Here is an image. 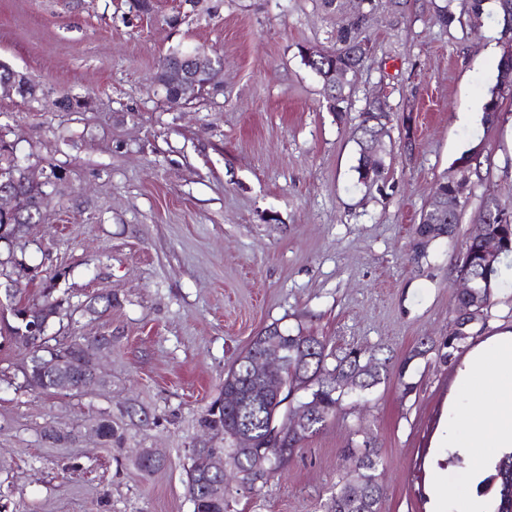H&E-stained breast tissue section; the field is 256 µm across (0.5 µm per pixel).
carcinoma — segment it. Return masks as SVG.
Masks as SVG:
<instances>
[{
	"mask_svg": "<svg viewBox=\"0 0 512 512\" xmlns=\"http://www.w3.org/2000/svg\"><path fill=\"white\" fill-rule=\"evenodd\" d=\"M502 23L501 35L512 34V0H493ZM414 0H385L384 6L395 26L404 24ZM323 8L336 15V29L331 31V46L322 50L319 58L312 60L302 56L304 64L322 81L325 97L332 111L340 116L344 112L343 104L347 101L345 89L347 84L333 85L326 80L332 69L343 70L349 75L355 74L364 64L370 47L367 31L376 0H362L359 11L352 14L343 13L342 0H322ZM192 51L174 49L159 60L156 81L163 84L166 98L176 97L179 92L164 84L165 69L170 66L191 67L189 56ZM11 81L16 84V93L23 98H35L36 84L30 79L19 75L4 65H0V82ZM512 95V58L501 57L498 64L496 83L488 91L483 105V124L490 127L497 124L501 117L502 99ZM360 132L357 138L359 147L358 178L363 183H374L383 178L385 164L382 157L368 156L369 144L363 125H358ZM11 186L19 201L13 213H0V241L15 246L24 238L26 229L37 224L42 218L39 208L40 200L45 196L42 188L33 187L24 179L20 168L13 164L12 151L0 142V185ZM466 201L457 199L453 181L444 180L438 183L435 192L421 212L419 224L414 231V253L418 257L426 255L432 238L427 235L429 224H450L457 226ZM478 220L485 224L490 234H500L505 238L512 236V209L508 210L495 200H488L478 214ZM483 244L478 234L471 235L464 243L463 255L467 259L469 273L482 282L489 281L490 287L497 285L499 266L486 269L482 256ZM30 268L23 260L17 258L15 251H10L8 258L0 259V276L28 274ZM66 276V272L57 271L52 276L40 280L39 302L48 303L64 311L66 300L56 295V282ZM25 289L16 288L12 294L0 301V307L9 308L16 325L9 327L13 338L23 344L28 340L39 342L40 353H35L24 368L23 382L25 388H36L47 392L56 391V382L44 381L42 366L38 363L41 354L47 353L66 361L73 370H85L89 357L106 341L112 345V338L101 339L93 336H75L64 343L53 347L47 346L49 338L47 329L42 328L38 335L29 337L28 323L22 320L30 302L18 299ZM277 338L284 344L288 352V366L294 368L295 376L302 382L310 383L308 393L322 405V413L309 419L307 428L303 429L297 443H302L309 435L320 430L327 419L336 412L344 398L350 394L366 396L372 388L387 379L386 363L373 356H365L361 351L352 350L339 357L328 350V342L322 336L306 333L302 328L294 331H280L277 325H271L258 334L245 352L240 354L224 374L221 397L216 400L201 418V426L216 434L243 432L250 437L260 439L269 433L271 418H280L288 409L284 401L293 398L296 403L302 402V395L286 393L282 398L271 395L269 399L257 406L236 409L231 402H240L258 386L262 379L250 372L249 360L266 339ZM429 351L427 342L420 341L407 354L398 379L403 390L411 391L412 384L405 381L410 363ZM205 452L219 458L229 457L241 474V485L230 488L224 485V477L208 476L191 465L186 470L185 491L193 504V512H230V500L235 494H253L261 492L269 478L256 468L259 459L256 448H237L230 443L224 448H206L196 446L191 450L190 460ZM354 464L336 484V491L323 503V512H380V504L385 495V487L379 482L378 468L381 465V451L372 442L350 449ZM495 474L490 479L498 480V499L491 505L490 512H512V452L503 454L494 463Z\"/></svg>",
	"mask_w": 512,
	"mask_h": 512,
	"instance_id": "1",
	"label": "carcinoma"
}]
</instances>
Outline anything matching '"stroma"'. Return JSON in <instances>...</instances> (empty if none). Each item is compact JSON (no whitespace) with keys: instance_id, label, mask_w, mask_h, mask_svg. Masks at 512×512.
Here are the masks:
<instances>
[{"instance_id":"35a3bbf8","label":"stroma","mask_w":512,"mask_h":512,"mask_svg":"<svg viewBox=\"0 0 512 512\" xmlns=\"http://www.w3.org/2000/svg\"><path fill=\"white\" fill-rule=\"evenodd\" d=\"M0 0V64L39 81L37 100L0 95V133L47 186L44 219L23 257L67 275L59 292L112 296L94 316L61 317L52 335H111L105 384L73 393L23 389L31 347L0 338V512H193L184 468L205 434L199 419L224 373L275 324L327 337L336 355L359 348L388 359L367 401L345 400L257 496L231 512H321L348 470V450L376 440L386 494L380 512L489 507L493 456L477 464L448 433H465L459 373L475 349L512 332V256L504 257L478 335L447 354L458 267L487 199L512 207V96L495 127L482 105L503 54L493 7L479 25L469 0H419L406 29L384 8L371 51L336 118L301 58L328 44L320 0ZM450 6L456 23L434 15ZM181 46L220 58L218 89L170 104L153 83L160 57ZM85 100L62 110L56 99ZM391 106L387 179L360 184L353 130L367 101ZM412 124L413 148L404 146ZM478 149L454 238L422 258L411 243L437 184ZM423 337L415 385L398 372ZM116 437L91 431L100 413ZM54 428L74 432L52 445ZM165 465L140 472V449Z\"/></svg>"}]
</instances>
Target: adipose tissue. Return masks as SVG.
<instances>
[{
    "instance_id": "adipose-tissue-1",
    "label": "adipose tissue",
    "mask_w": 512,
    "mask_h": 512,
    "mask_svg": "<svg viewBox=\"0 0 512 512\" xmlns=\"http://www.w3.org/2000/svg\"><path fill=\"white\" fill-rule=\"evenodd\" d=\"M460 389L473 398L468 432L459 448H512V336L474 351L465 363Z\"/></svg>"
}]
</instances>
